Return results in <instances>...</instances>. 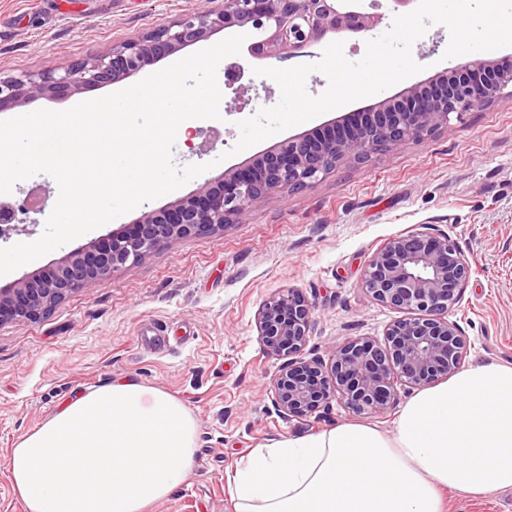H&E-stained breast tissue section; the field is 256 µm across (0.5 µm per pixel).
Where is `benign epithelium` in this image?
<instances>
[{"label":"benign epithelium","mask_w":512,"mask_h":512,"mask_svg":"<svg viewBox=\"0 0 512 512\" xmlns=\"http://www.w3.org/2000/svg\"><path fill=\"white\" fill-rule=\"evenodd\" d=\"M340 2L222 0L217 6L214 0H198L192 11L105 54L62 70L48 66L20 77L0 75V111L133 78L217 30L247 27L254 31L253 57L285 59L330 35L366 33L380 23L379 15L343 9ZM505 94L512 97L511 62L468 61L404 88L372 110L334 122L327 135L290 137L250 165L226 169L197 193L144 213L92 249L72 253L48 268V278L24 277L0 288V326L43 318L76 290L160 247L239 223L256 201L278 202L284 189H305L345 160L363 163L375 153L396 151L448 125L450 116L492 105ZM469 277V262L446 232L388 239L370 256L362 285L376 303L405 316L387 327L384 342L348 338L332 347L326 362L300 357L314 321L309 300L294 288L267 299L256 325L263 347L284 359L272 386L277 415L284 420L306 417L334 401L354 413L382 414L397 387L418 388L452 376L465 361L467 343L448 310L459 303Z\"/></svg>","instance_id":"7a95c632"}]
</instances>
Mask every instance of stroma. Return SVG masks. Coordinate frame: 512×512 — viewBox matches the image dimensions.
Returning <instances> with one entry per match:
<instances>
[{
  "instance_id": "stroma-1",
  "label": "stroma",
  "mask_w": 512,
  "mask_h": 512,
  "mask_svg": "<svg viewBox=\"0 0 512 512\" xmlns=\"http://www.w3.org/2000/svg\"><path fill=\"white\" fill-rule=\"evenodd\" d=\"M196 0H0V72L21 76L45 66L111 50L158 24L192 10ZM449 32L430 25L412 48L422 64L418 80L450 67ZM243 78L223 88L221 120H192L214 137L195 154L177 134V166L207 170L178 190L141 204L12 273L0 288L38 273L102 237L171 205L230 167L248 165L292 136L316 132L350 112L397 94L390 87L280 132L239 154L238 121L275 106L269 80L254 75L259 59L241 52ZM244 101L233 109L234 100ZM46 201L19 214L0 233V248L38 239L58 196L56 181L38 174L15 184L7 201L22 203L33 185ZM276 205L255 203L237 224L183 238L141 262L78 289L48 316L0 326V512H26L14 495L6 459L20 438L38 428L76 393L130 377L182 402L198 425L197 452L185 483L148 512H235L227 474L258 445L316 432L340 422L395 426L398 403L382 416H358L343 405L292 420L278 417L272 384L281 360L264 350L256 328L271 295L299 289L314 307L304 358L327 357L350 336L383 340L397 310L371 300L361 287L372 253L389 238L427 227L448 232L471 275L450 319L462 326L466 364H512V99L451 119L448 127L381 152L358 164L345 161L308 188L283 192ZM158 324L166 348L141 343V327Z\"/></svg>"
}]
</instances>
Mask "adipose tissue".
<instances>
[{
  "label": "adipose tissue",
  "mask_w": 512,
  "mask_h": 512,
  "mask_svg": "<svg viewBox=\"0 0 512 512\" xmlns=\"http://www.w3.org/2000/svg\"><path fill=\"white\" fill-rule=\"evenodd\" d=\"M198 427L132 378L77 394L11 449L27 512H146L188 477ZM236 512H446L444 491L512 489V365L466 366L417 390L392 432L343 422L251 449L227 479Z\"/></svg>",
  "instance_id": "1"
}]
</instances>
